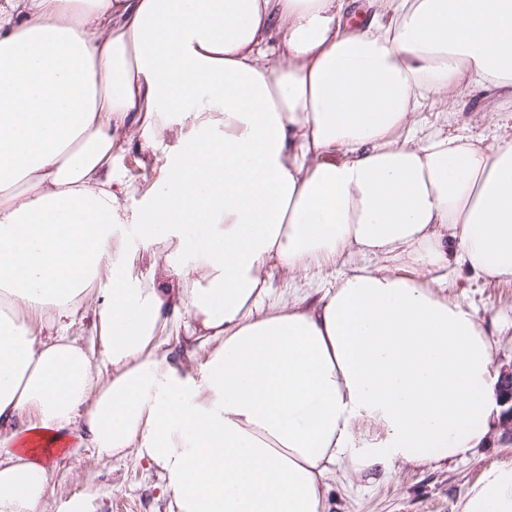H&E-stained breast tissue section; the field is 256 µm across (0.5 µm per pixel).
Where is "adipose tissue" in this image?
Masks as SVG:
<instances>
[{"label":"adipose tissue","mask_w":512,"mask_h":512,"mask_svg":"<svg viewBox=\"0 0 512 512\" xmlns=\"http://www.w3.org/2000/svg\"><path fill=\"white\" fill-rule=\"evenodd\" d=\"M373 2L350 31L346 0H0V512H44L60 442L156 466L169 512H325L339 465L486 441L494 343L441 273L512 279V123L490 144L418 114L473 84L512 112V0ZM175 125L127 210L117 131ZM127 224L164 270L200 227L177 288L113 257ZM344 257L318 306L272 303L273 271ZM177 320L200 368L169 357ZM457 512H512V465ZM75 336L82 337L85 341H90L94 333V305L86 303L81 307L76 315L75 326L71 329Z\"/></svg>","instance_id":"obj_1"}]
</instances>
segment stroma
I'll return each mask as SVG.
<instances>
[{
  "label": "stroma",
  "instance_id": "35a3bbf8",
  "mask_svg": "<svg viewBox=\"0 0 512 512\" xmlns=\"http://www.w3.org/2000/svg\"><path fill=\"white\" fill-rule=\"evenodd\" d=\"M454 134H481L491 138L495 126L479 88H471L457 105ZM122 153L112 162L114 177L129 185L130 192L121 203L138 209L145 190L161 174L160 159L175 144L178 134L170 132L155 148L143 145L139 136L122 131ZM341 265H311L292 276L277 272L272 276L275 294H287L304 287L310 303H318L323 290L335 283ZM450 295L475 307L484 330L496 344L497 368L512 366V280L487 283L466 268L453 267L445 272ZM500 428H493L487 441L474 449L468 459L431 469L395 464L372 477L353 474L347 466L334 469L328 478L327 512H457V504L472 484L492 467L511 464L512 444L503 442ZM52 489L45 512H63L73 497L93 493L97 512H168L164 479L157 467L128 456L122 460L96 458L90 449L53 448L47 460Z\"/></svg>",
  "mask_w": 512,
  "mask_h": 512
}]
</instances>
